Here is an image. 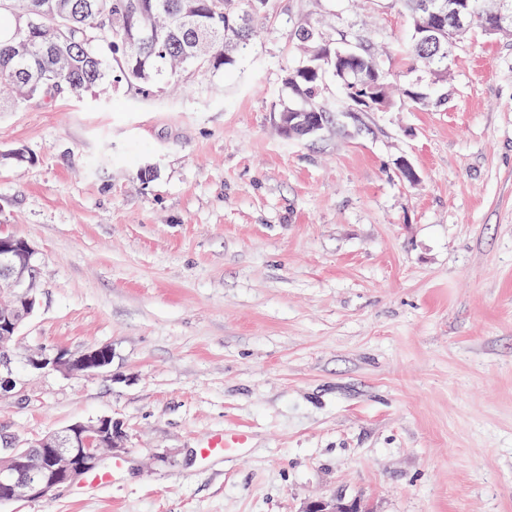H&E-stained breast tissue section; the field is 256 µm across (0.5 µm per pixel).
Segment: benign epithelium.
Listing matches in <instances>:
<instances>
[{"label":"benign epithelium","mask_w":512,"mask_h":512,"mask_svg":"<svg viewBox=\"0 0 512 512\" xmlns=\"http://www.w3.org/2000/svg\"><path fill=\"white\" fill-rule=\"evenodd\" d=\"M464 0H427L424 11L436 18L418 29L419 44L442 43L453 50L458 35L466 28ZM496 27L512 25V0H497L493 11ZM358 58L356 50L336 52L333 75L347 89V122L357 124L360 113L370 111L379 97L374 87L359 70L352 68ZM316 113L306 109L288 112L279 127L290 137L319 132L323 124L315 122ZM0 288L10 294V303L0 306V397L22 396L26 377L31 373H76L97 375L112 364V347H89L75 355L66 350L37 348L23 357L14 354L13 344L23 323L40 301L41 266L38 251L26 240L0 235ZM118 447V436L112 430V419L103 417L93 424L76 423L50 432L18 446L11 438L0 442V504L24 499H39L54 489L69 485L90 470L100 466V450ZM358 503L315 501L304 512H352Z\"/></svg>","instance_id":"7a95c632"}]
</instances>
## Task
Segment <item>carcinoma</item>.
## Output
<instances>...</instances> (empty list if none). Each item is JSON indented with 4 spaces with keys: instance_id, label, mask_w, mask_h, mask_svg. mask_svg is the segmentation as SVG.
<instances>
[{
    "instance_id": "obj_1",
    "label": "carcinoma",
    "mask_w": 512,
    "mask_h": 512,
    "mask_svg": "<svg viewBox=\"0 0 512 512\" xmlns=\"http://www.w3.org/2000/svg\"><path fill=\"white\" fill-rule=\"evenodd\" d=\"M45 11L32 26L0 39V88L7 96L0 103L15 106L54 97L57 90L72 97L115 81L142 96L158 85L178 81L187 64L201 61V71L218 72L246 52L260 37L251 24L234 26L237 17L249 11L250 0H40ZM408 14L409 29L430 21L421 9L424 0H394ZM468 31L496 34L489 0H467ZM159 34L152 48L140 37ZM325 33L304 26L295 38L303 45L307 60L323 44ZM104 43L117 54L115 66L94 50ZM396 55L412 70L425 68L438 80L446 78L448 62L425 58L412 41L398 47ZM322 75L295 68L284 83L293 112L304 107L319 113L325 125L340 124L343 105L328 106L320 100Z\"/></svg>"
}]
</instances>
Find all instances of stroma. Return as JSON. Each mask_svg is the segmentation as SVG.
<instances>
[{
  "instance_id": "1",
  "label": "stroma",
  "mask_w": 512,
  "mask_h": 512,
  "mask_svg": "<svg viewBox=\"0 0 512 512\" xmlns=\"http://www.w3.org/2000/svg\"><path fill=\"white\" fill-rule=\"evenodd\" d=\"M404 42L391 0H269L229 70L0 112V234L41 258L34 347L99 375L0 399L25 441L111 417L124 472L0 512H512V36L453 49L444 100L285 137L294 29ZM409 161L418 174L407 181ZM243 429L232 457L211 434ZM248 439L249 436L244 430H225L224 433H217L208 437L199 451L205 458L236 455L241 448H244Z\"/></svg>"
}]
</instances>
